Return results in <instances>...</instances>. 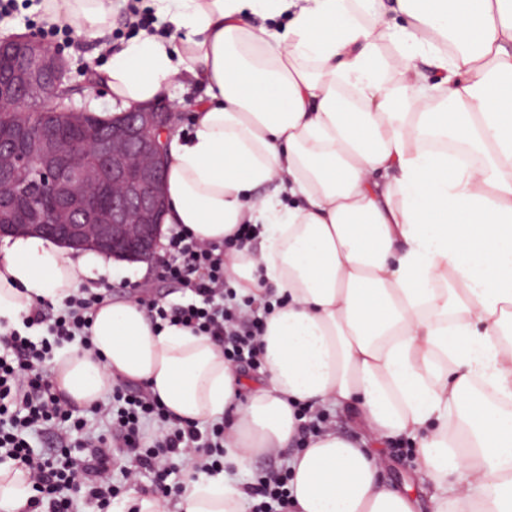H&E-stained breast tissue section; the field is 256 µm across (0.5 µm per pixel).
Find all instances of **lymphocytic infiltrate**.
Here are the masks:
<instances>
[{"label":"lymphocytic infiltrate","mask_w":512,"mask_h":512,"mask_svg":"<svg viewBox=\"0 0 512 512\" xmlns=\"http://www.w3.org/2000/svg\"><path fill=\"white\" fill-rule=\"evenodd\" d=\"M252 231L251 225H239L219 246L198 243L181 229L172 231L161 261L163 274L182 284L193 299L172 307L145 303L153 325L188 327L209 336L230 362L259 363L264 322L224 289V255L241 248ZM104 298V292L78 289L61 306L35 307L25 316L23 330H8L0 339V464L26 470L32 491L28 512H76L71 491L75 482L87 503L107 512L122 485L137 483L144 475H152L155 494L164 497L175 472L216 474L224 469L223 423L206 430L176 423L145 387L116 385L86 417L56 392L47 361L65 342L76 340L91 348L92 313ZM35 435L45 438L46 448L32 446ZM120 448L127 464L118 485L112 470ZM287 484L284 470L258 478L251 487L255 502L249 512H287Z\"/></svg>","instance_id":"f902f5d3"}]
</instances>
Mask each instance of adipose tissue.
Masks as SVG:
<instances>
[{
	"label": "adipose tissue",
	"mask_w": 512,
	"mask_h": 512,
	"mask_svg": "<svg viewBox=\"0 0 512 512\" xmlns=\"http://www.w3.org/2000/svg\"><path fill=\"white\" fill-rule=\"evenodd\" d=\"M160 2L184 38L141 31L105 82L125 110L184 73L204 86L190 130L168 138L162 223L217 245L257 226L259 249L226 255L224 272L270 308L264 374L107 299L92 350L55 358L57 391L85 409L126 380L175 419L229 418L225 471L188 477L179 512H244L241 472L292 446L301 406L353 412L365 433L326 431L288 457L293 512H417L374 451L399 437L434 512H512V0ZM44 9L94 39L117 6ZM112 269L99 251L0 238V332ZM29 497L24 471L0 465V512Z\"/></svg>",
	"instance_id": "ef3b65f1"
}]
</instances>
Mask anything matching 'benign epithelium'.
<instances>
[{"label":"benign epithelium","mask_w":512,"mask_h":512,"mask_svg":"<svg viewBox=\"0 0 512 512\" xmlns=\"http://www.w3.org/2000/svg\"><path fill=\"white\" fill-rule=\"evenodd\" d=\"M15 56L24 79L3 96L16 112H28L20 93L35 83L55 88L65 61L30 35L0 40V56ZM44 127L23 154L0 136V237L37 234L75 249L95 248L129 261H148L156 250L166 207L165 135L173 107L149 104L128 111L85 144H64L51 134L55 100L44 105Z\"/></svg>","instance_id":"benign-epithelium-1"}]
</instances>
